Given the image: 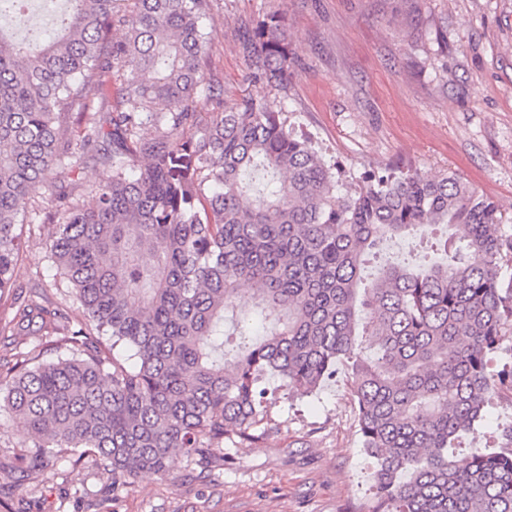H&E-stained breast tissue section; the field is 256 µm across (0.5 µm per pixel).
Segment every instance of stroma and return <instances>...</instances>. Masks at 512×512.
Returning a JSON list of instances; mask_svg holds the SVG:
<instances>
[{
	"label": "stroma",
	"mask_w": 512,
	"mask_h": 512,
	"mask_svg": "<svg viewBox=\"0 0 512 512\" xmlns=\"http://www.w3.org/2000/svg\"><path fill=\"white\" fill-rule=\"evenodd\" d=\"M269 12L286 15L296 54L287 93L270 101L328 165L353 183L389 164L449 172L512 217V0H213L203 69L225 100L257 94L239 36ZM85 153L79 171L58 166L35 193L15 271L18 289L67 307V283L48 260L59 197L90 201L92 185L112 176L94 148ZM389 258L417 268L444 254L413 234L370 255L365 276ZM267 387L278 401L262 441L227 438L206 463L177 459L171 479L144 473L114 498L109 476L82 461L11 470L0 474V512H372L374 466L345 376L308 396H286L275 378ZM510 426L512 391L494 390L450 460L500 450Z\"/></svg>",
	"instance_id": "1"
}]
</instances>
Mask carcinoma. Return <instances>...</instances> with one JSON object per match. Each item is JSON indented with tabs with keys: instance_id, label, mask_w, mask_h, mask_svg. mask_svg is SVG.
<instances>
[{
	"instance_id": "carcinoma-1",
	"label": "carcinoma",
	"mask_w": 512,
	"mask_h": 512,
	"mask_svg": "<svg viewBox=\"0 0 512 512\" xmlns=\"http://www.w3.org/2000/svg\"><path fill=\"white\" fill-rule=\"evenodd\" d=\"M29 2L0 0L14 22L0 27V339L14 350L0 363V408L32 436L16 468L75 452L118 496L231 432L262 439L269 378L309 394L345 361L373 512H512L511 428L501 451L448 461L491 390H512V369L489 371L512 332V228L498 204L452 173L400 166L336 193L341 169L267 97L228 103L205 81L212 0H63L50 32ZM240 45L246 81L288 89L283 14L244 27ZM114 81L113 110L74 112ZM72 118L84 145L108 139L96 157L112 168L93 206L62 196L54 225L50 259L76 323L36 290L17 296L14 281L31 196L73 157ZM439 226L452 229L448 263L389 264L364 283L370 252ZM242 282L257 285L247 299ZM257 320L270 329L254 338Z\"/></svg>"
}]
</instances>
